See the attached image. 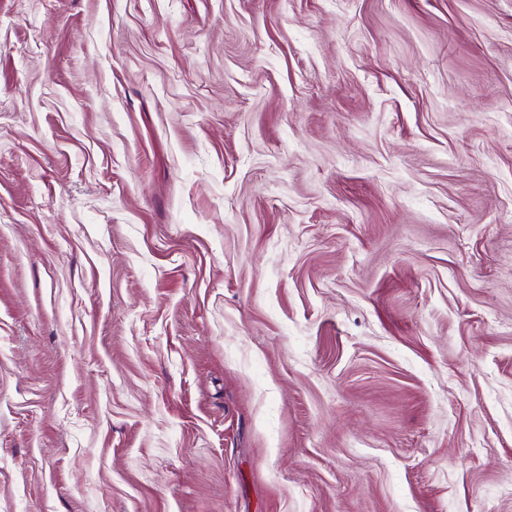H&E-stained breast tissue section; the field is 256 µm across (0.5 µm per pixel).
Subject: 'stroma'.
I'll use <instances>...</instances> for the list:
<instances>
[{
  "label": "stroma",
  "instance_id": "obj_1",
  "mask_svg": "<svg viewBox=\"0 0 512 512\" xmlns=\"http://www.w3.org/2000/svg\"><path fill=\"white\" fill-rule=\"evenodd\" d=\"M0 512H512V0H0Z\"/></svg>",
  "mask_w": 512,
  "mask_h": 512
}]
</instances>
